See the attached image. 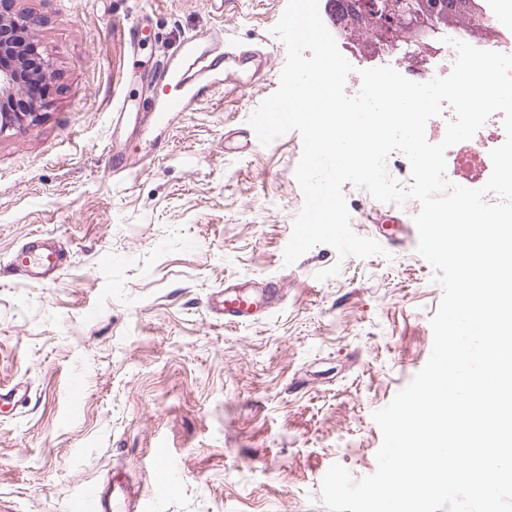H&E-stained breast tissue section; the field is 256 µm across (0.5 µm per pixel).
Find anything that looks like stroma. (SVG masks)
<instances>
[{
  "mask_svg": "<svg viewBox=\"0 0 512 512\" xmlns=\"http://www.w3.org/2000/svg\"><path fill=\"white\" fill-rule=\"evenodd\" d=\"M287 0H12L56 75L40 119L0 137V388L28 396L0 414V512H66L125 465L144 487L162 458L171 489L153 512H327L332 464L375 472L387 406L427 363L443 297L416 252L415 199L344 184L355 234L403 246L361 258L318 244L284 250L304 202L302 139L250 143L249 115L279 86L272 35ZM152 38L130 50L128 17ZM271 52L250 95L220 94L175 118L151 166L113 175L128 133L112 114L147 92L185 34ZM41 232L68 254L53 279L10 268ZM283 282V302L227 324L208 310L227 282Z\"/></svg>",
  "mask_w": 512,
  "mask_h": 512,
  "instance_id": "1",
  "label": "stroma"
}]
</instances>
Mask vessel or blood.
<instances>
[{
	"mask_svg": "<svg viewBox=\"0 0 512 512\" xmlns=\"http://www.w3.org/2000/svg\"><path fill=\"white\" fill-rule=\"evenodd\" d=\"M267 64V54L225 40L219 26L199 29L184 38L171 57L154 68L148 95L134 111L114 113L115 122L130 126L131 139L148 140L150 148L132 155L120 148L113 150V174L125 175L151 165L167 146L166 134L174 114L194 111L222 91L246 93L267 74ZM63 259L60 250L35 235L15 252L11 263L32 281L41 282L60 270ZM279 293L271 282L256 292L228 282L211 294L208 307L225 323H242L271 307ZM167 488L166 473H159L152 488L145 490L133 487L124 468L116 467L111 483L87 487L70 503L69 512H151L154 501Z\"/></svg>",
	"mask_w": 512,
	"mask_h": 512,
	"instance_id": "vessel-or-blood-1",
	"label": "vessel or blood"
}]
</instances>
